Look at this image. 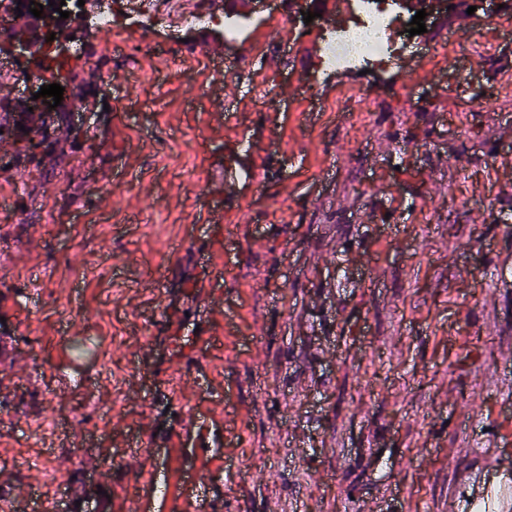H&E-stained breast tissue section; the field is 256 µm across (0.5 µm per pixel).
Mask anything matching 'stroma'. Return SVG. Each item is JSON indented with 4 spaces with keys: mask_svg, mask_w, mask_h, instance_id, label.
I'll return each mask as SVG.
<instances>
[{
    "mask_svg": "<svg viewBox=\"0 0 512 512\" xmlns=\"http://www.w3.org/2000/svg\"><path fill=\"white\" fill-rule=\"evenodd\" d=\"M126 2L119 52L65 21L85 55L36 160L0 111V502L193 512L202 476L220 512H467L468 471L512 483V0L429 11L366 75L317 65L350 0ZM455 27L479 71L423 61Z\"/></svg>",
    "mask_w": 512,
    "mask_h": 512,
    "instance_id": "35a3bbf8",
    "label": "stroma"
}]
</instances>
